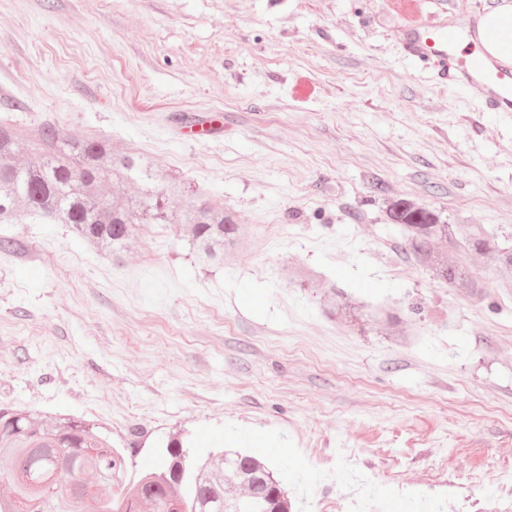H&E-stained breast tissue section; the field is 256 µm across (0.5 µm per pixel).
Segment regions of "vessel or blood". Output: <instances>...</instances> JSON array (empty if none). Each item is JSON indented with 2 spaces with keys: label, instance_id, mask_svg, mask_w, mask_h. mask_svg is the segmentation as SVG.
Listing matches in <instances>:
<instances>
[{
  "label": "vessel or blood",
  "instance_id": "1",
  "mask_svg": "<svg viewBox=\"0 0 512 512\" xmlns=\"http://www.w3.org/2000/svg\"><path fill=\"white\" fill-rule=\"evenodd\" d=\"M466 35L461 26L421 21L408 28L403 50L411 59L435 61L438 77L448 85L481 86L485 111L512 112V66L488 55L457 57L456 46Z\"/></svg>",
  "mask_w": 512,
  "mask_h": 512
}]
</instances>
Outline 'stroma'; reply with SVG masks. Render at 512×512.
Returning <instances> with one entry per match:
<instances>
[{"mask_svg":"<svg viewBox=\"0 0 512 512\" xmlns=\"http://www.w3.org/2000/svg\"><path fill=\"white\" fill-rule=\"evenodd\" d=\"M503 0H0V123L152 158L186 191L103 257L69 225L0 224V404L101 424L121 497L199 455L260 452L290 512L488 501L512 473V288L462 252L484 299L404 250L389 204L512 238V112L411 62L413 21ZM195 115L221 131L191 137ZM208 202L244 243L201 263L180 222Z\"/></svg>","mask_w":512,"mask_h":512,"instance_id":"obj_1","label":"stroma"}]
</instances>
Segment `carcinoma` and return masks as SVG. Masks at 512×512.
Here are the masks:
<instances>
[{
    "label": "carcinoma",
    "mask_w": 512,
    "mask_h": 512,
    "mask_svg": "<svg viewBox=\"0 0 512 512\" xmlns=\"http://www.w3.org/2000/svg\"><path fill=\"white\" fill-rule=\"evenodd\" d=\"M26 156L20 165H0V224L25 216L53 224H68L75 234L115 256L124 253L139 224L168 221L165 200L185 193L173 180L157 179L152 159L139 153L112 150L107 138L72 140L51 124L38 128L35 142L0 124V158ZM134 181L144 187L137 198L105 199L107 183ZM389 223L402 231L409 254L433 270L450 288L480 295L482 284L460 260L448 258V249H494L505 277L512 279V246H499L495 237L474 224H449L436 211L398 199L389 205ZM192 225V244L204 262L224 258V251L240 240L239 225L222 210L200 204L183 214ZM167 470L147 473L130 487L142 493L153 512H166L165 502L177 491L185 512H239L240 503L229 493L238 483L252 486L258 500L272 512H288L285 497L270 498L276 484L273 473L258 459L242 452L190 455L179 439L166 446ZM0 462L6 475H20L10 497L0 499V512H15L26 500L32 512H122L112 497V474L124 469L112 440L95 424L60 415L37 420L29 412L0 408ZM92 472L98 479L96 498H83L74 480L76 472ZM56 474L48 482L50 474Z\"/></svg>",
    "instance_id": "1"
}]
</instances>
